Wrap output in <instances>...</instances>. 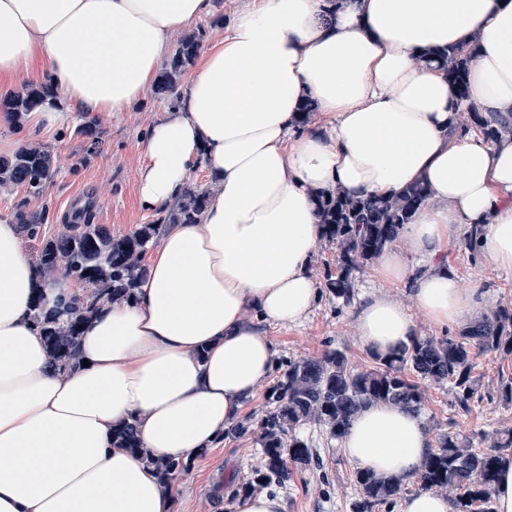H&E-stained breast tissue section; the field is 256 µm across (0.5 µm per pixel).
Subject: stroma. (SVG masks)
Segmentation results:
<instances>
[{"instance_id": "stroma-1", "label": "stroma", "mask_w": 512, "mask_h": 512, "mask_svg": "<svg viewBox=\"0 0 512 512\" xmlns=\"http://www.w3.org/2000/svg\"><path fill=\"white\" fill-rule=\"evenodd\" d=\"M178 100L165 99L146 91L141 100L123 112H104L97 121L102 131L98 144H91L75 130L87 119L85 113L65 107L63 118L52 134L44 135L30 126L14 129L11 121L0 122V142L13 146L35 142L48 147L55 159L57 173L39 200L29 208L43 214L40 233L23 238L29 258H36L43 239L65 232L71 219L90 208L96 223L115 235L132 233L156 219L155 211L145 209L136 193L138 169L149 128L177 108ZM456 234L448 245V267L462 287L479 289L480 305L470 316L499 307H512V274L499 271L478 251L463 243ZM336 251L328 242H320L311 274L322 288L309 318L301 325L282 328L273 324L266 330L278 349L275 373H282L286 360L320 357L327 349L344 351L358 370L373 367L372 357L364 353L358 341L354 311L366 293L376 290L400 305L415 309L411 291L405 287L379 288L371 265H363L353 274L354 295L344 301L325 288L326 268L334 264ZM474 375L481 401L473 403L470 413H457L454 394L448 383L423 384L421 415L432 434L455 431L477 439L492 429L512 428V407H502L496 399L503 381L512 378V355L494 352L481 354ZM297 437L310 442L315 457L312 464H290L289 478L277 491L285 512H355L359 499L356 471L348 463L338 440L330 438L324 427L309 423L297 427ZM262 447L257 435L238 437L226 434L217 448L195 458L187 474L173 484L175 512H232L231 504L259 466Z\"/></svg>"}]
</instances>
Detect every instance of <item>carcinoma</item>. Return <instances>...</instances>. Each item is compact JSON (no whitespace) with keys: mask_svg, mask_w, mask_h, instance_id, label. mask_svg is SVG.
I'll list each match as a JSON object with an SVG mask.
<instances>
[{"mask_svg":"<svg viewBox=\"0 0 512 512\" xmlns=\"http://www.w3.org/2000/svg\"><path fill=\"white\" fill-rule=\"evenodd\" d=\"M204 37L202 29L178 35L174 54L157 76V93L177 94L180 79L196 59ZM438 57L448 62V79L460 95H465L468 53L453 49ZM57 89L49 78L4 98L0 110L10 114L19 127L23 116L55 97ZM469 116L470 120L459 126L464 133L477 128L490 142L505 133L512 134V124L504 119L488 120L477 112ZM53 175L52 154L40 144L27 143L12 156L0 157V187H20L25 193L16 206L15 218L29 237L38 235L41 215L27 211V206L43 196ZM209 193L208 189L192 186L182 189L171 207L160 212L153 223L128 235L110 234L94 223L92 213L86 212L79 222L68 225L66 232L46 239L36 258L39 274H60L81 286V293L62 308L46 310L39 296L32 306L33 325L60 371L78 363L83 329L100 305L127 302L134 296L146 273L144 256L163 228L195 221L205 208ZM427 199L428 190L422 183L409 185L387 199H356L339 191L321 195L323 238L336 249V270L326 271L330 292L350 299L353 272L394 242ZM483 352L512 354V308L500 307L455 335L416 339L393 359L367 370L354 369L346 353L339 349L328 350L319 358L287 361L269 396L270 409L259 425L262 460L246 488L283 483L289 475L288 462L312 461V450L306 441L287 437L296 426L315 422L323 425L330 437L338 439L358 412L371 404H393L418 412L423 382H448L455 390L457 410L469 412L471 402L481 399L472 373L476 356ZM407 370L414 379L406 377ZM486 436L493 439V444L478 448L458 433L439 434L437 448L416 472L417 485L448 495L456 512H491L499 458L512 449V430L495 429ZM116 437L122 447L141 450L135 421L126 422L116 431ZM144 458L165 485L189 470L188 462L182 459H156L148 454ZM356 483L360 496L357 512H372L376 505L396 503L403 479L381 480L359 473Z\"/></svg>","mask_w":512,"mask_h":512,"instance_id":"obj_1","label":"carcinoma"}]
</instances>
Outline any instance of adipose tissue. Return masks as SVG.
<instances>
[{
  "mask_svg": "<svg viewBox=\"0 0 512 512\" xmlns=\"http://www.w3.org/2000/svg\"><path fill=\"white\" fill-rule=\"evenodd\" d=\"M211 0H0V79L47 61L64 98L27 116L53 132L62 101L121 112L157 76L173 35ZM471 54L465 94L435 49ZM329 117L299 124L305 104ZM474 109L512 117V0H253L208 47L178 109L145 141L137 196L168 207L196 161L214 183L197 222L174 224L133 301L104 305L85 327L83 365L60 373L31 323L32 299L68 302L40 276L19 228L0 220V512H172V491L113 429L136 419L157 457L214 447L269 382L276 344L263 323H303L319 294L310 266L322 238L317 196L387 198L421 182L429 199L403 234L418 268L391 249L382 283L410 287L409 311L371 294L355 311L363 351L412 344L416 314L438 327L480 302L448 268V243L480 224L479 249L512 271V135L457 133ZM256 321H248L246 310ZM348 462L409 477L434 447L416 414L362 409L340 440Z\"/></svg>",
  "mask_w": 512,
  "mask_h": 512,
  "instance_id": "ef3b65f1",
  "label": "adipose tissue"
}]
</instances>
